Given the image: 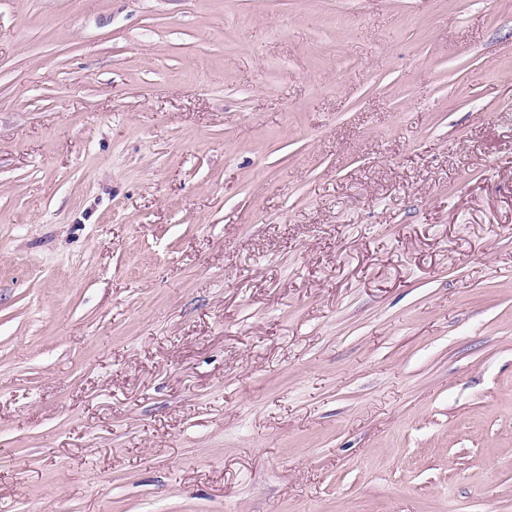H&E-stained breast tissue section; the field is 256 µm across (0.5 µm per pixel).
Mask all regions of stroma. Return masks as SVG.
Returning <instances> with one entry per match:
<instances>
[{
  "label": "stroma",
  "instance_id": "35a3bbf8",
  "mask_svg": "<svg viewBox=\"0 0 512 512\" xmlns=\"http://www.w3.org/2000/svg\"><path fill=\"white\" fill-rule=\"evenodd\" d=\"M0 512H512V0H0Z\"/></svg>",
  "mask_w": 512,
  "mask_h": 512
}]
</instances>
